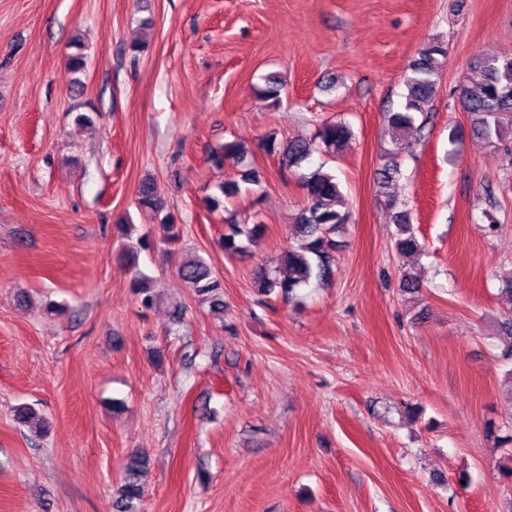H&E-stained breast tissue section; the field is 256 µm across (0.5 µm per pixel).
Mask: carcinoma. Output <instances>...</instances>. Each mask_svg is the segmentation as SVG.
Wrapping results in <instances>:
<instances>
[{
	"label": "carcinoma",
	"instance_id": "cac0c4a2",
	"mask_svg": "<svg viewBox=\"0 0 512 512\" xmlns=\"http://www.w3.org/2000/svg\"><path fill=\"white\" fill-rule=\"evenodd\" d=\"M445 54V48L439 42H433L421 49L409 65L406 75L407 88L404 111L388 114V122L404 134L416 131L415 112L429 109L436 92L439 72V57ZM479 76L477 91L462 89L463 107L470 114L472 131L486 139H499L506 129L512 127V54L497 55L480 59L474 66ZM282 81L277 75L266 78L265 87L259 91L261 98L280 101ZM351 138L350 128L338 121H325L318 125L309 139L290 140L277 143L273 133L266 135L261 146L269 154L280 157L282 168L288 171L299 169L308 162L315 143L337 151ZM211 161L216 166L231 164L241 169L244 181L257 185L260 172L246 160L244 148L233 141L213 151ZM381 181L387 185L398 175L396 153L386 152L381 156L379 170ZM306 204L294 218L295 234L298 243L284 252L281 263L275 269H259L254 277L258 290L269 295L276 292L288 299L300 297L301 290L312 280H325L331 276L336 250V233L348 223V213L343 211V196L336 177L322 168H317L303 177ZM139 207L163 214L160 218L158 237L142 235L131 245L124 246L116 256L117 261L128 270L137 269L139 255L152 251L156 242L170 246L179 242L182 228L175 217L164 213V202L156 180L144 179L138 189ZM396 226L394 246L402 257L420 255L423 244L415 236L411 227L410 214L405 209L393 213ZM263 232V224H240L235 219L225 220L224 234L220 244L229 253H242L245 247L241 238H252ZM180 276L191 283L198 295L209 302L216 312L224 311V291L221 282L211 269L200 259L190 260L182 265ZM134 293L140 295L141 303L147 307L155 299L154 288L147 279L135 274L131 280ZM506 336L500 341V358L512 364V315L501 321ZM151 466L150 456L144 451H134L127 455L123 470V480L115 502L116 512H139V500L142 494V479L147 476Z\"/></svg>",
	"mask_w": 512,
	"mask_h": 512
}]
</instances>
